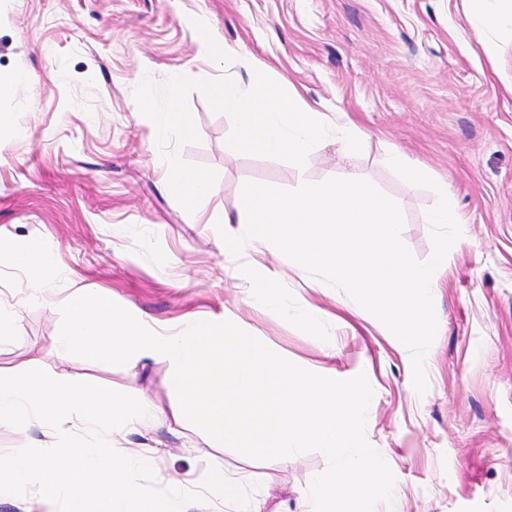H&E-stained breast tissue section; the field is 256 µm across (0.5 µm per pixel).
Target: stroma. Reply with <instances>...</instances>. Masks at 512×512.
Instances as JSON below:
<instances>
[{
    "label": "stroma",
    "instance_id": "35a3bbf8",
    "mask_svg": "<svg viewBox=\"0 0 512 512\" xmlns=\"http://www.w3.org/2000/svg\"><path fill=\"white\" fill-rule=\"evenodd\" d=\"M202 16L236 49L221 63L195 39ZM474 27L467 0H0V71L38 78L0 95V110L16 119L0 142V306L21 308L0 366L34 361L168 408L176 395L165 362L57 358L59 296L72 282L106 291L166 330L224 318L304 369L366 375L374 396L365 438L395 476L375 512H512V10L502 9L495 31L497 62L483 56ZM256 63L329 119L352 121L362 150L343 158L329 140L301 168L237 153L227 145L230 117L191 92L200 141L177 152L218 179L187 212L168 189L151 127L134 115V90L178 75L243 80ZM395 153L429 167L460 206L463 239L433 293L422 395L408 349L345 292L311 287L293 261L259 244L233 258L215 229L245 182L292 189L331 178L341 162L400 202L405 244L428 260L423 217L437 195L409 187L388 164ZM33 239L62 273L52 302L25 303L13 265ZM260 283L287 314L260 310ZM310 304L326 313L316 331L300 320ZM131 440L156 449L157 485L200 482L215 460L245 477L246 492H261L263 512H300L328 466L318 451L257 461L188 423Z\"/></svg>",
    "mask_w": 512,
    "mask_h": 512
}]
</instances>
